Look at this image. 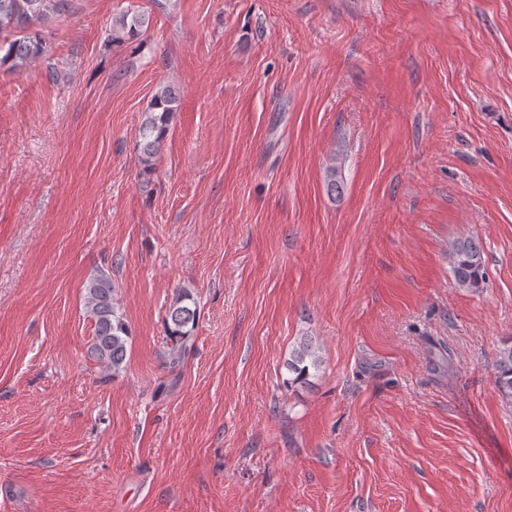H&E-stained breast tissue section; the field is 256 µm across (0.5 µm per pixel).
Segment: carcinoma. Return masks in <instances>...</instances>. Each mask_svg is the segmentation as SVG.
<instances>
[{"label":"carcinoma","mask_w":512,"mask_h":512,"mask_svg":"<svg viewBox=\"0 0 512 512\" xmlns=\"http://www.w3.org/2000/svg\"><path fill=\"white\" fill-rule=\"evenodd\" d=\"M67 0H0V63H11L19 71L31 60L46 55L47 48L33 33V28L63 14ZM149 23L145 16L124 13L112 26V43H122L134 37ZM177 97L169 87L159 90L145 113L140 126L139 149L146 163L158 153L167 134L171 113L175 111ZM327 193L336 198L345 191L341 166L332 165L327 171ZM484 249L475 238L453 242L448 248V263L453 280L459 288H477L484 279ZM87 304L95 321V336L91 354L100 362L118 371L126 359L129 328L117 307L116 285L112 277L101 272L86 286ZM198 316L196 302L187 292L178 295L167 309L165 326L173 344L171 364L180 363L179 344L189 335ZM321 359L312 339L302 338L286 363L291 381L306 384L312 371L319 369ZM496 386L499 392L512 398V345L501 351L496 364Z\"/></svg>","instance_id":"cac0c4a2"}]
</instances>
